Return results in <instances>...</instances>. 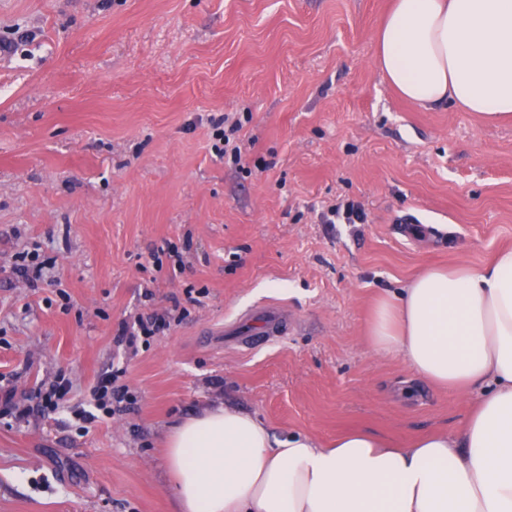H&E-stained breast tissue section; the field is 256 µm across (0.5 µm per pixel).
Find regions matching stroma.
<instances>
[{
    "mask_svg": "<svg viewBox=\"0 0 512 512\" xmlns=\"http://www.w3.org/2000/svg\"><path fill=\"white\" fill-rule=\"evenodd\" d=\"M390 6L0 0V390L72 383L27 421L0 407V512H176L164 439L214 405L321 446L458 433L477 394L377 356L367 324L425 269L512 247V119L404 100L376 62ZM349 200L365 223H322ZM166 241L181 268L152 265ZM177 302L166 335L116 343ZM268 307L286 334L244 349ZM116 369L130 408L78 420Z\"/></svg>",
    "mask_w": 512,
    "mask_h": 512,
    "instance_id": "1",
    "label": "stroma"
}]
</instances>
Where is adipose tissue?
Instances as JSON below:
<instances>
[{"label": "adipose tissue", "instance_id": "adipose-tissue-1", "mask_svg": "<svg viewBox=\"0 0 512 512\" xmlns=\"http://www.w3.org/2000/svg\"><path fill=\"white\" fill-rule=\"evenodd\" d=\"M376 44L408 101L512 116V0H393ZM368 332L427 383L478 393L460 435L276 443L252 415L212 407L167 437L178 512H512V248L426 270L378 300Z\"/></svg>", "mask_w": 512, "mask_h": 512}]
</instances>
